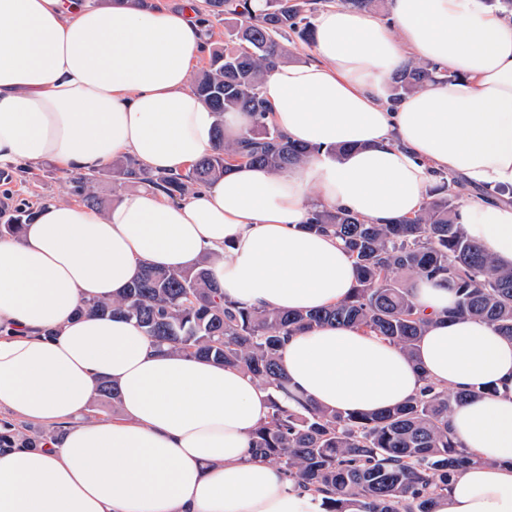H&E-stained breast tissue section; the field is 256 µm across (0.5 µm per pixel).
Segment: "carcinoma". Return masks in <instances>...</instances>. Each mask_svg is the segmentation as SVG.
Wrapping results in <instances>:
<instances>
[{
    "label": "carcinoma",
    "instance_id": "cac0c4a2",
    "mask_svg": "<svg viewBox=\"0 0 512 512\" xmlns=\"http://www.w3.org/2000/svg\"><path fill=\"white\" fill-rule=\"evenodd\" d=\"M333 2L371 12L382 0H205L208 11L236 19L224 50L212 54L195 83L217 114V147L182 174L157 173L127 157L112 165V178L152 185L174 199L224 177L237 163L274 172L303 163L313 149L286 140L269 121L261 86L268 72L295 57L297 42L313 43L312 17ZM443 78L432 64L412 63L392 78L390 101ZM226 112L252 117L236 141L224 140ZM94 180L93 174L72 178L73 192L90 206L97 204ZM459 210L452 184L444 179L418 214L394 224H370L341 208L311 210L305 228L336 235L357 275L351 296L321 310L289 313L226 301L206 255L185 271L147 266L121 299L88 301L82 312L120 315L159 347L237 365L277 389L286 385L278 360L284 337L320 324L358 326L413 353L426 322L413 303L412 279L447 287L456 296L451 313L480 317L512 337V268L495 264L466 235ZM33 214L19 210L0 224V237L18 234ZM466 397L427 385L400 406L349 414L290 409L273 398L268 419L252 434V452L322 493L323 512H434L452 477L478 463L448 432V416ZM12 436L31 446L48 442L40 431L29 434L6 424L0 444Z\"/></svg>",
    "mask_w": 512,
    "mask_h": 512
}]
</instances>
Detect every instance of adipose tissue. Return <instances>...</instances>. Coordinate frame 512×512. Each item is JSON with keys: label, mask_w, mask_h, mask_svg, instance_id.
I'll return each mask as SVG.
<instances>
[{"label": "adipose tissue", "mask_w": 512, "mask_h": 512, "mask_svg": "<svg viewBox=\"0 0 512 512\" xmlns=\"http://www.w3.org/2000/svg\"><path fill=\"white\" fill-rule=\"evenodd\" d=\"M199 2L0 0V168L89 173L128 154L176 174L214 151L216 123L243 136L249 115L217 118L191 86ZM388 13L325 7L314 60L267 75L270 119L312 147L304 163H243L179 200L138 189L105 211L51 202L0 238V413L67 427L51 448L0 449V512H321L320 495L251 451L272 387L159 350L123 317L77 316L86 301L120 299L144 266L184 270L208 254L229 299L333 305L354 288V263L336 237L303 230L308 211L408 218L442 174L474 189L460 222L512 268V17L484 0H388ZM415 61L447 80L390 105L391 77ZM411 293L429 320L414 354L351 326L298 332L279 352L281 402L380 411L428 382L466 393L448 429L482 463L435 512H512V338L449 316L447 289L416 280ZM104 380L121 417L86 419Z\"/></svg>", "instance_id": "adipose-tissue-1"}]
</instances>
